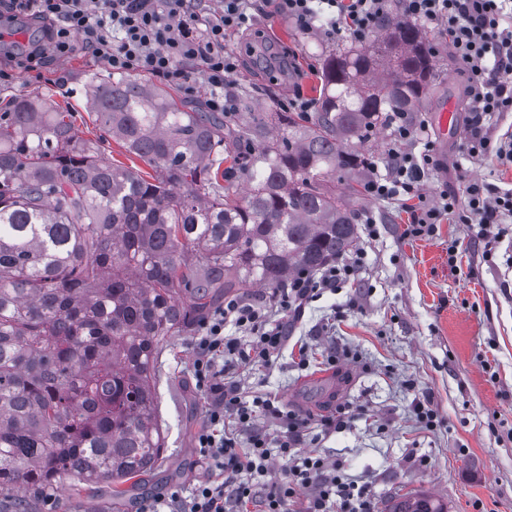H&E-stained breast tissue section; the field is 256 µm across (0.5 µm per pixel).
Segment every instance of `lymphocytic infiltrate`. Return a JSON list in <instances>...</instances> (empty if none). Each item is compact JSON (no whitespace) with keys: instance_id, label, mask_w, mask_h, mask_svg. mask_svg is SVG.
<instances>
[{"instance_id":"obj_1","label":"lymphocytic infiltrate","mask_w":512,"mask_h":512,"mask_svg":"<svg viewBox=\"0 0 512 512\" xmlns=\"http://www.w3.org/2000/svg\"><path fill=\"white\" fill-rule=\"evenodd\" d=\"M0 0V20L49 17L45 41L27 53L32 70L46 56L65 57L80 51L115 73L138 72L164 79L194 95L191 71H199L209 88L207 107L232 114L224 92L228 74L239 66L225 47L236 32L252 26L258 15L273 9L293 20L303 32L321 27L333 37L361 38L370 22L385 13L389 0ZM405 15L423 24H439L448 37L454 60L468 75V136L471 160L496 156L512 163V136L496 137L491 125L499 112H512V0H401ZM393 134L385 173L371 172L366 193L379 200L417 201L406 236L432 235L444 216L476 223L478 238L492 243L495 226L512 216V195L494 186L470 184L465 205L442 193L432 206L424 195L425 178L434 166L431 154L405 152V142L427 139L428 128L403 116L392 121ZM363 256H338L315 272H304L276 289L273 304L261 306L243 298L225 301L203 326L193 345L196 385L208 398L207 424L197 435L199 456L219 482L195 488L182 512H284L303 488L311 489L303 512H373L370 490L350 481L340 466L318 453L302 454L303 424L274 400L247 398L243 389L224 381V357L244 367H273L305 308L324 291L354 281ZM248 336L247 346L225 338V325ZM286 420L283 434L270 436L256 427L258 416ZM248 434L240 447L239 434ZM288 458L283 477L268 481L273 455Z\"/></svg>"}]
</instances>
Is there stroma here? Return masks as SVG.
<instances>
[{"mask_svg": "<svg viewBox=\"0 0 512 512\" xmlns=\"http://www.w3.org/2000/svg\"><path fill=\"white\" fill-rule=\"evenodd\" d=\"M254 31L264 45L290 50L289 76L273 78L268 65L247 58L228 79L226 93L257 87L255 109L279 111L282 101L302 92L316 100L320 59L311 48L332 50L348 37L320 33L301 36L279 15L259 16ZM439 76L424 111L414 124H427V144L437 160L425 181L430 201L441 192L465 198L468 184L489 183L512 191V164L490 156L463 165L467 129V77L458 69L438 26L426 28ZM103 64L78 52L44 61L38 70L18 72L0 84V113L14 98L36 94L74 112L79 138L96 139L88 78ZM451 107L448 129L437 115ZM364 215L374 219L378 236L360 234L365 257L357 280L327 292L306 308L275 368L224 369V380L253 396H271L306 420L300 447L337 462L348 476L369 487L375 512H387L391 492L428 494L448 512H512V222L491 251L474 242L469 225L443 218L429 239L405 236L408 207L392 200L362 199ZM457 243L456 263L448 246ZM189 336L172 337L160 358L156 392L165 439L161 468L130 487L122 512L159 495L190 496L195 485L211 479L199 459L196 436L206 422L205 401L192 374ZM309 364L297 365L299 348ZM336 356L329 364L328 356ZM340 373L343 392L320 409L324 373ZM427 393L437 414L425 427L411 408L415 395ZM348 410L345 423L326 430L325 417ZM112 485L90 488L63 479L41 512H111Z\"/></svg>", "mask_w": 512, "mask_h": 512, "instance_id": "obj_1", "label": "stroma"}]
</instances>
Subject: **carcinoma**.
I'll return each mask as SVG.
<instances>
[{"label": "carcinoma", "mask_w": 512, "mask_h": 512, "mask_svg": "<svg viewBox=\"0 0 512 512\" xmlns=\"http://www.w3.org/2000/svg\"><path fill=\"white\" fill-rule=\"evenodd\" d=\"M318 55L315 111L267 121L251 89L231 121L137 75L91 79L99 129L153 175L102 159V139L36 96L0 117V512H39L65 477L109 480L121 500L163 459L168 338L247 285L280 288L356 246L358 178L375 163L362 144L421 111L436 57L394 10ZM390 512L448 506L402 496Z\"/></svg>", "instance_id": "obj_1"}]
</instances>
